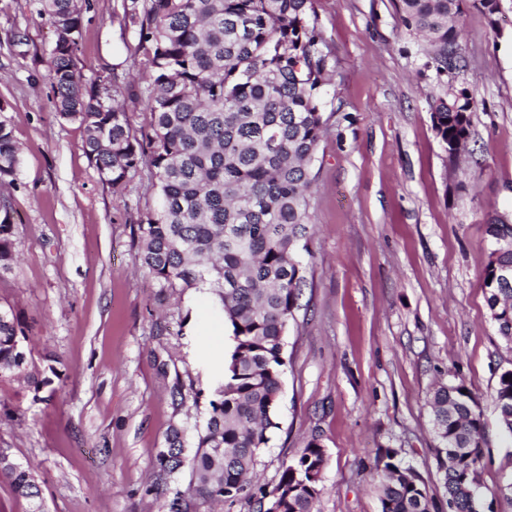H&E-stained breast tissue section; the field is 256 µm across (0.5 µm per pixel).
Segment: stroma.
<instances>
[{
	"mask_svg": "<svg viewBox=\"0 0 512 512\" xmlns=\"http://www.w3.org/2000/svg\"><path fill=\"white\" fill-rule=\"evenodd\" d=\"M499 4L490 16L464 0L465 64L448 70L403 25L397 0H314L335 77L313 165L306 286L258 471L273 489L318 439L328 456L318 512H380L375 466L389 450L446 512L430 402L448 382L472 390L483 414L484 502L512 512L498 497L512 438L494 404L512 348L481 289L486 225L512 220V0ZM121 16V0H86L78 65L111 77L140 130L145 73ZM54 40L38 0H0V119L20 147L13 184L0 185L17 252L0 272V305L20 313L47 379H0V448L33 465L46 512H163L165 496L145 492L153 457L174 426L195 448L230 332L211 293L162 287L143 266L138 224L159 205L150 173L118 191L99 179L82 129L54 108ZM463 90L475 101L457 161L431 112Z\"/></svg>",
	"mask_w": 512,
	"mask_h": 512,
	"instance_id": "stroma-1",
	"label": "stroma"
}]
</instances>
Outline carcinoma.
<instances>
[{"label":"carcinoma","mask_w":512,"mask_h":512,"mask_svg":"<svg viewBox=\"0 0 512 512\" xmlns=\"http://www.w3.org/2000/svg\"><path fill=\"white\" fill-rule=\"evenodd\" d=\"M54 28L49 77L59 116L84 130L83 150L100 180L126 186L149 168L158 209L138 225L142 264L165 288H205L230 328L223 379L209 402L204 433L191 457L173 427L158 449L149 490L166 495L189 467L197 498L232 505L251 493L253 475L281 392L290 320L305 284L300 243L311 226L313 162L325 126L324 89L333 79L331 51L318 27L314 0H123L147 74L141 88L149 127L132 128L115 103L112 82L87 80L77 66L82 34L78 0H39ZM463 0H398L404 25L425 37L451 69L461 62ZM438 99L432 112L446 146L467 142L474 96ZM20 148L0 121V184H11ZM493 239L512 234L506 218L488 221ZM15 259L14 224L0 214V271ZM512 265V245L494 248L482 277L497 333L512 343V284L494 280ZM28 336L14 308L0 306V378L50 383L29 371ZM495 406L512 437V369L498 379ZM433 423L448 505L483 512L471 482L484 447L482 413L462 383L432 396ZM327 464L313 438L284 466L276 487L259 490L279 512H314ZM381 512H438L413 467L393 451L377 460ZM44 512L32 468L0 459V478Z\"/></svg>","instance_id":"obj_1"}]
</instances>
